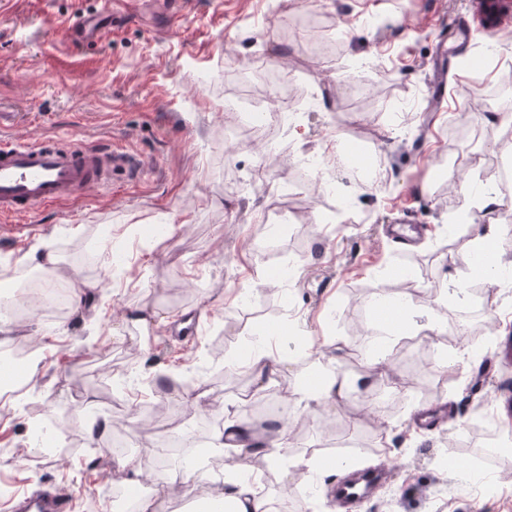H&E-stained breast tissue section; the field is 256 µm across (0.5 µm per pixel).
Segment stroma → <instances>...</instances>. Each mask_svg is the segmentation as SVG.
<instances>
[{"mask_svg":"<svg viewBox=\"0 0 512 512\" xmlns=\"http://www.w3.org/2000/svg\"><path fill=\"white\" fill-rule=\"evenodd\" d=\"M100 3L0 9V135L113 141L143 165L0 229V273L33 271L47 246L60 281L88 284L64 315L38 307L14 323L10 345H37L45 358L35 386L0 408V486L13 496L52 487L68 494L69 512H111L112 462L86 417L110 403L113 431L146 437L130 457L185 430L166 471L147 480L168 489L170 512H194L210 485L169 483L167 470L189 457L223 476L213 440L239 388L258 406L292 403L319 364L347 375L382 332L379 294L411 297L412 314L445 335L391 338V409L351 396L323 421L295 420L289 456L348 473L388 467V486L359 512H512V452L491 450L492 435L512 429V322L501 319L512 284L463 274L470 234L452 229L464 215L497 219L512 257V186L495 184L491 215L459 195L512 163L504 126L485 112L490 90L495 111L512 110V16L485 26L473 0H192L177 14L140 0L107 39L70 40ZM461 17L469 39L457 49L450 32ZM446 51L448 93L437 101L431 67ZM241 95L292 113L263 137H236L225 101ZM328 142L331 195L298 164ZM349 144L381 156V182L346 180L338 159ZM277 211L274 233L265 220ZM149 313L166 324L138 322ZM276 326L290 331L289 369L260 390L245 368L216 377L218 363L239 362ZM435 404L450 420L418 433L415 411ZM37 410L54 420L66 460L30 447ZM333 486L330 474L287 485L271 467L260 491L271 512H333Z\"/></svg>","mask_w":512,"mask_h":512,"instance_id":"1","label":"stroma"}]
</instances>
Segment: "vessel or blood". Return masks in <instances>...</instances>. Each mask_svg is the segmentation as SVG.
<instances>
[{"mask_svg": "<svg viewBox=\"0 0 512 512\" xmlns=\"http://www.w3.org/2000/svg\"><path fill=\"white\" fill-rule=\"evenodd\" d=\"M119 15L113 4L102 12L86 16L77 23L78 38L101 40ZM135 173L136 166L123 151L111 145L90 147L83 144L64 146L55 139L38 142L0 144V217L25 216L43 206L75 201L87 191L107 184L112 171ZM388 479L387 469L368 473L366 484L350 480L335 491L339 512L354 508L377 493ZM68 497L63 493H38L26 496L18 512H67Z\"/></svg>", "mask_w": 512, "mask_h": 512, "instance_id": "vessel-or-blood-1", "label": "vessel or blood"}]
</instances>
